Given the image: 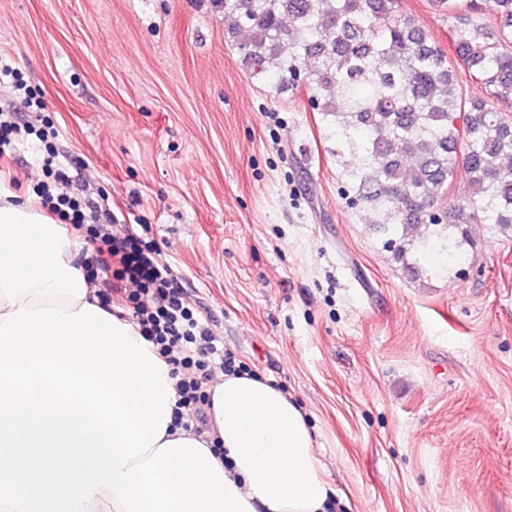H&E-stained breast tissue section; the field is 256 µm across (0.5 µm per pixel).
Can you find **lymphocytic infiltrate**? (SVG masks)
<instances>
[{"label": "lymphocytic infiltrate", "instance_id": "1", "mask_svg": "<svg viewBox=\"0 0 512 512\" xmlns=\"http://www.w3.org/2000/svg\"><path fill=\"white\" fill-rule=\"evenodd\" d=\"M44 167L51 180L35 193L48 214L68 221L92 244L88 272L112 279L105 307H112L113 296H121V306L131 311L140 336L171 365L178 379L176 424L189 429L204 423V409L211 404L209 384L216 374L241 375L247 366L219 348L208 326L185 306L180 279L163 259L151 225L101 224L93 202L82 204L68 194L72 179L58 165L54 150H47Z\"/></svg>", "mask_w": 512, "mask_h": 512}]
</instances>
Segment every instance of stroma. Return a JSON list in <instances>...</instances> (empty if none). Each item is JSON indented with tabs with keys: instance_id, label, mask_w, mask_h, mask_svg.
I'll return each instance as SVG.
<instances>
[{
	"instance_id": "obj_1",
	"label": "stroma",
	"mask_w": 512,
	"mask_h": 512,
	"mask_svg": "<svg viewBox=\"0 0 512 512\" xmlns=\"http://www.w3.org/2000/svg\"><path fill=\"white\" fill-rule=\"evenodd\" d=\"M441 47L453 21L400 0ZM213 0H0V113L49 127L76 185L148 224L220 345L303 409L339 512H512V231L412 277L306 88L254 77ZM38 106H31L27 93ZM29 136L0 159L27 196Z\"/></svg>"
}]
</instances>
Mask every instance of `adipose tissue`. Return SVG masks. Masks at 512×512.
<instances>
[{
  "mask_svg": "<svg viewBox=\"0 0 512 512\" xmlns=\"http://www.w3.org/2000/svg\"><path fill=\"white\" fill-rule=\"evenodd\" d=\"M217 462L254 512H328L333 490L300 408L268 380L226 375L211 386Z\"/></svg>",
  "mask_w": 512,
  "mask_h": 512,
  "instance_id": "ef3b65f1",
  "label": "adipose tissue"
}]
</instances>
